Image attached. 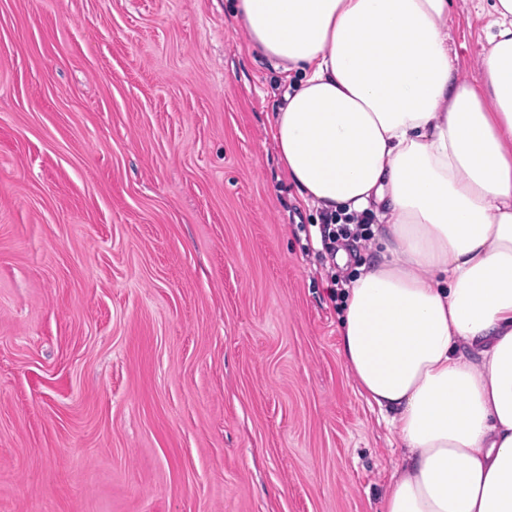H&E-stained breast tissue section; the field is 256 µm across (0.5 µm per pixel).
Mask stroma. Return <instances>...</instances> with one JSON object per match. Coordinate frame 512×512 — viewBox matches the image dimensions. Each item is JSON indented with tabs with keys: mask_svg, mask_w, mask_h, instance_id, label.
<instances>
[{
	"mask_svg": "<svg viewBox=\"0 0 512 512\" xmlns=\"http://www.w3.org/2000/svg\"><path fill=\"white\" fill-rule=\"evenodd\" d=\"M283 81L230 0H0V512H382L403 450L338 352Z\"/></svg>",
	"mask_w": 512,
	"mask_h": 512,
	"instance_id": "1",
	"label": "stroma"
}]
</instances>
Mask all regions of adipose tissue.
<instances>
[{"label": "adipose tissue", "instance_id": "ef3b65f1", "mask_svg": "<svg viewBox=\"0 0 512 512\" xmlns=\"http://www.w3.org/2000/svg\"><path fill=\"white\" fill-rule=\"evenodd\" d=\"M453 0H236L273 68L271 121L318 212L370 214L340 355L407 456L383 512H512V0L481 79L459 77Z\"/></svg>", "mask_w": 512, "mask_h": 512}]
</instances>
